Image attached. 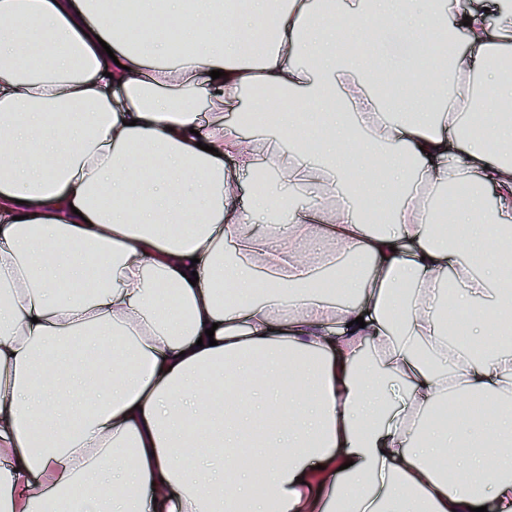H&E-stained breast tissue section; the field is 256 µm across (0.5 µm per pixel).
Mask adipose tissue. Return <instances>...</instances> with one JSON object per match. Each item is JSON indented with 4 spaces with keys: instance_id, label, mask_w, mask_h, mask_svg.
Masks as SVG:
<instances>
[{
    "instance_id": "ef3b65f1",
    "label": "adipose tissue",
    "mask_w": 512,
    "mask_h": 512,
    "mask_svg": "<svg viewBox=\"0 0 512 512\" xmlns=\"http://www.w3.org/2000/svg\"><path fill=\"white\" fill-rule=\"evenodd\" d=\"M138 3L0 0V512H512V0Z\"/></svg>"
}]
</instances>
